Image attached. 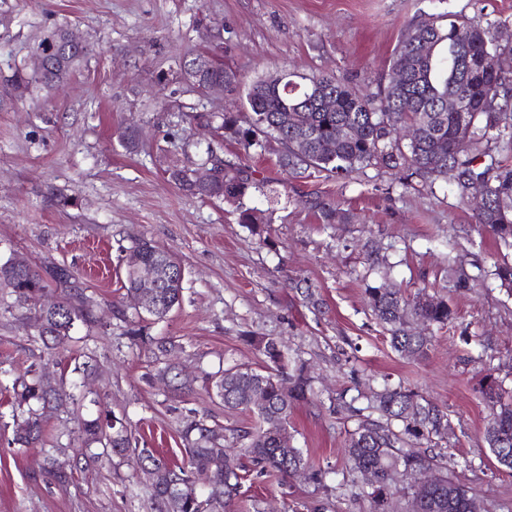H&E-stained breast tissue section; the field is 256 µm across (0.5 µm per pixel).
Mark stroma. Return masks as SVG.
<instances>
[{
	"label": "stroma",
	"instance_id": "1",
	"mask_svg": "<svg viewBox=\"0 0 512 512\" xmlns=\"http://www.w3.org/2000/svg\"><path fill=\"white\" fill-rule=\"evenodd\" d=\"M440 13L489 25L512 72V0H0V262L69 267L97 319L50 355L27 335L12 297L0 293V512H149L147 477L116 456L77 473L64 489L31 480L43 450L12 445L10 418L13 382L30 365L64 375L79 398L45 413L47 440L67 447L62 462L81 450L68 437L75 417L95 418L104 406L128 422L141 445L179 464L189 412L227 429L251 425L250 415L225 413L202 380L203 372L234 363L263 365V355L243 344L247 334L277 338L289 356L310 363L318 400L297 403L287 429L314 467L341 468L354 427L347 411L329 409L328 396L364 392L387 378L449 414L448 475L483 512H512V470L484 439L481 393L489 374L512 389V296L494 287L445 288L458 250L488 261L501 254L471 206L417 181L402 187L375 167L346 182L294 178L278 163L277 141L247 153L209 136L224 161L266 179L250 201L266 218L255 235L233 205L186 196L168 173L199 158L192 113H221L234 103L193 91L180 77L183 59L208 52L249 77L324 73L372 92L387 81L409 21ZM55 25L73 29L90 52L62 88L17 97L10 76L29 65ZM127 129L135 147L120 138ZM315 198L341 204L349 223H324L308 206ZM136 239L171 251L185 266L179 306L148 322L147 331L174 343L193 393L168 392L156 375L159 362L131 345L112 317L113 303L125 299L124 251ZM369 239L394 261L389 277L367 274L362 245ZM299 281L312 286L320 306L296 289ZM368 283L446 298L455 320L437 332L426 357L402 359L367 306ZM468 335L482 338L490 365L469 361ZM90 352L98 359L95 376L63 373V362ZM337 481L333 475L317 486L293 478L280 489L253 471L234 510L306 512L314 503L322 512H371L367 498L338 496Z\"/></svg>",
	"mask_w": 512,
	"mask_h": 512
}]
</instances>
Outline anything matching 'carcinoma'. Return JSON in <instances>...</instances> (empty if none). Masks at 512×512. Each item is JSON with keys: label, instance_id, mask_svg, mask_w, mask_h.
<instances>
[{"label": "carcinoma", "instance_id": "cac0c4a2", "mask_svg": "<svg viewBox=\"0 0 512 512\" xmlns=\"http://www.w3.org/2000/svg\"><path fill=\"white\" fill-rule=\"evenodd\" d=\"M65 31L55 26L40 40L37 48L54 50L55 58L41 75L17 70L10 82L19 94L34 85L61 84L79 66L87 54L70 52L59 42ZM465 49L476 57L493 56L500 51L489 29L464 17L448 18L432 14L426 22L418 17L406 26L395 50L391 68L404 60L414 61L412 73L399 82L388 80L374 93H364L342 78L312 75L309 84L298 91L286 90L287 84L276 85L268 76L249 79L224 62L207 53L186 60L198 67L200 82L224 84V91L237 92L241 104L252 112L251 119L240 124L238 114L226 112L217 129L234 140L244 152L263 147L264 139H304L309 149L304 155L283 153L279 163L293 177L306 176L347 179L367 167L393 170L399 183L407 187L409 180L420 179L429 187L440 182L454 191L461 201L469 200L472 191L481 188L486 194L483 206L477 208L476 223L487 228L504 247L512 248V130L504 134L494 130L500 120H511L512 113L498 103L512 98V76L491 66L470 78L458 69V53ZM466 99L471 103L466 113L468 137H458V113L448 111V98ZM403 125H418L419 136L414 143L398 139L396 130ZM206 161L216 170V181L197 185L193 170L175 168L170 178L188 196L216 198L237 204L239 219L250 225L253 233L261 232L259 210L246 201L261 189L263 180L249 166L226 162L213 149L205 151ZM327 224L348 220L342 208L314 200ZM129 250L138 253L144 262L158 267L162 288L158 289L147 314L164 318L180 303L185 271L168 251L139 240ZM493 280L512 294V263L494 262ZM61 289L62 296L45 308L40 299L50 285ZM0 288L14 298L17 306L29 311L26 328L45 349L71 337L77 324L95 323L91 298L75 276L59 267L49 266L39 272L33 268L16 269L0 263ZM124 288L135 303L142 291L138 277L125 270ZM368 304L375 319L387 333L393 351L407 359L427 354L432 337L413 332V323L442 329L454 318L448 301L421 293L413 299L400 291L380 286L366 288ZM114 319L126 324V334L134 344L149 348L156 359L168 358L174 344L149 335L145 328L130 319L128 307L122 303L112 307ZM246 342L266 358L263 370L246 364H235L214 373L204 374L207 391L213 392L229 412H248L255 424L247 430H230L209 426L202 418L186 421L182 430L187 460L173 466L152 448H140L121 419L108 410L92 420L82 421L79 432L84 448L76 456L74 468L85 469L100 458L116 455L131 459L138 469L151 475L149 480L151 512H226L238 495L246 458L261 472L279 477L292 476L298 470L307 479L320 483L326 471L314 468L300 448L283 446L279 432L288 425L294 404L307 398L311 387L306 365L288 368L282 343L268 336H248ZM29 377L19 381L15 390L12 420L13 443L28 448L42 442L44 410L63 400L65 393L45 375L28 371ZM261 390L265 402L257 406L251 393ZM506 390L492 375H487L483 397L489 409L484 438L489 448H506L497 458L500 465L512 469V403L503 402ZM356 425L349 432L345 448L344 469L373 478L371 485L361 487L369 498L373 512H393L392 498L398 491L399 479L409 470L431 469L435 481L426 489L412 492L413 512H480L477 501L464 486L440 473L438 455L407 449L414 441H423L428 448L448 444L451 421L423 395L399 384L386 385L368 398V405L348 406ZM231 441L235 453H215L218 441ZM73 472L56 466V458L45 457L39 472L31 479H49L65 488Z\"/></svg>", "mask_w": 512, "mask_h": 512}]
</instances>
